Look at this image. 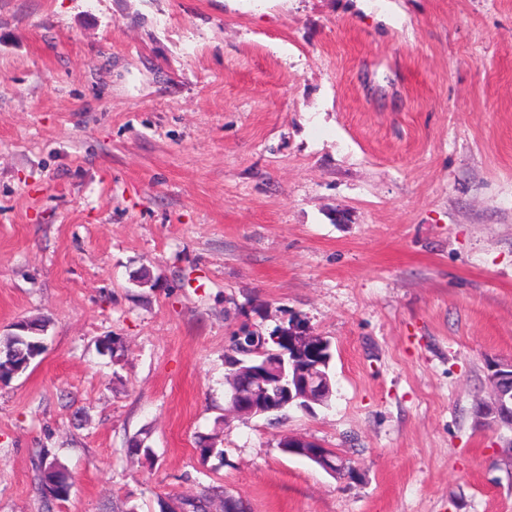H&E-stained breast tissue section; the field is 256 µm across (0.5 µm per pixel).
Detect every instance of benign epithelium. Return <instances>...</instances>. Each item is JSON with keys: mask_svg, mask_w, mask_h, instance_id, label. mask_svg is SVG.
Here are the masks:
<instances>
[{"mask_svg": "<svg viewBox=\"0 0 512 512\" xmlns=\"http://www.w3.org/2000/svg\"><path fill=\"white\" fill-rule=\"evenodd\" d=\"M321 343V337L308 332L288 337V348L302 356L304 365L289 373L285 369V352L269 354L250 371L249 382L239 384L234 392L227 393L228 411L243 418L266 412L272 387L282 407L297 401L303 408L322 403L332 392V382L328 375L318 370L321 363L313 361ZM486 380L491 398L476 402L474 416L477 422L512 429V358L489 362ZM288 454L307 458L333 475L346 472L344 464L335 462L338 454L333 449L311 439L288 438Z\"/></svg>", "mask_w": 512, "mask_h": 512, "instance_id": "7a95c632", "label": "benign epithelium"}]
</instances>
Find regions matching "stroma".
I'll return each instance as SVG.
<instances>
[{
    "instance_id": "stroma-1",
    "label": "stroma",
    "mask_w": 512,
    "mask_h": 512,
    "mask_svg": "<svg viewBox=\"0 0 512 512\" xmlns=\"http://www.w3.org/2000/svg\"><path fill=\"white\" fill-rule=\"evenodd\" d=\"M37 317L0 512H512V0H0V336ZM297 321L329 403L225 412L232 333ZM486 371L491 398L476 402L474 416L479 423L512 429V358L493 360ZM288 454L307 458L318 464L325 471L333 475H345L344 464L334 460L339 455L331 448H324L320 443L301 436L288 437Z\"/></svg>"
}]
</instances>
